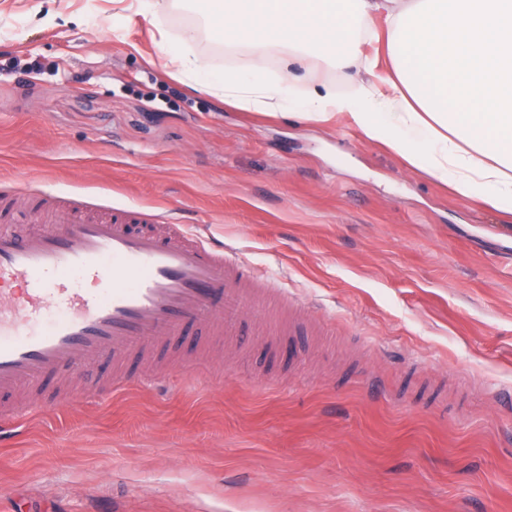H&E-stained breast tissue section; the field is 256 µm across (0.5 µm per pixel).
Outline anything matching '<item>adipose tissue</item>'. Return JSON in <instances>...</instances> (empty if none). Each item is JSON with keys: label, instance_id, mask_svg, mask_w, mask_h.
Here are the masks:
<instances>
[{"label": "adipose tissue", "instance_id": "ef3b65f1", "mask_svg": "<svg viewBox=\"0 0 512 512\" xmlns=\"http://www.w3.org/2000/svg\"><path fill=\"white\" fill-rule=\"evenodd\" d=\"M207 21L256 57L208 78L225 103L344 122L459 201L512 215V0H224ZM379 27L385 69L362 50ZM315 52L365 79L344 91L310 80L300 69Z\"/></svg>", "mask_w": 512, "mask_h": 512}]
</instances>
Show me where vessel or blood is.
<instances>
[{
	"label": "vessel or blood",
	"instance_id": "vessel-or-blood-1",
	"mask_svg": "<svg viewBox=\"0 0 512 512\" xmlns=\"http://www.w3.org/2000/svg\"><path fill=\"white\" fill-rule=\"evenodd\" d=\"M51 227L14 229L12 193L0 186V423L31 416L57 371L111 359L97 390L128 379L130 359L163 353L195 332L244 345L253 269L231 248L173 226L157 234L145 207L91 216L79 196L33 195Z\"/></svg>",
	"mask_w": 512,
	"mask_h": 512
}]
</instances>
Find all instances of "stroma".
<instances>
[{"label":"stroma","mask_w":512,"mask_h":512,"mask_svg":"<svg viewBox=\"0 0 512 512\" xmlns=\"http://www.w3.org/2000/svg\"><path fill=\"white\" fill-rule=\"evenodd\" d=\"M0 0V182L154 208L300 309L293 355L179 343L141 385L65 401L0 446V512H512V216L352 127L267 117L169 63L207 0Z\"/></svg>","instance_id":"obj_1"}]
</instances>
